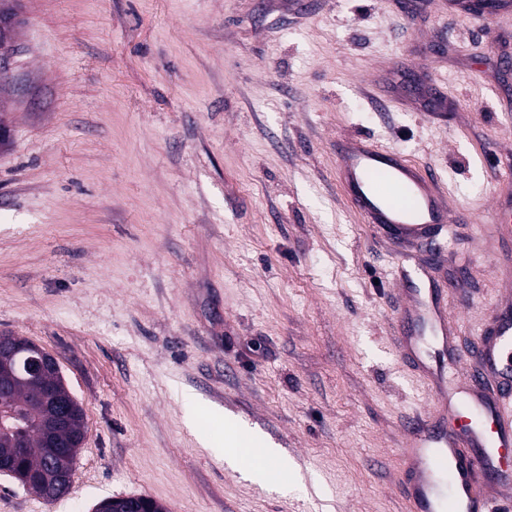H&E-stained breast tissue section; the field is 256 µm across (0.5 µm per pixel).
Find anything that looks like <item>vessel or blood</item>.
I'll return each instance as SVG.
<instances>
[{"label": "vessel or blood", "mask_w": 512, "mask_h": 512, "mask_svg": "<svg viewBox=\"0 0 512 512\" xmlns=\"http://www.w3.org/2000/svg\"><path fill=\"white\" fill-rule=\"evenodd\" d=\"M340 178L352 205L376 233L395 239L426 238L432 225L471 222L451 209L438 176L397 151L354 137L336 143ZM512 221V200L492 194L483 222L488 230ZM471 419L438 430L427 419L406 425L407 497L411 512H502L499 488L512 485V384L489 389L464 380ZM494 472L496 484L480 485Z\"/></svg>", "instance_id": "obj_1"}]
</instances>
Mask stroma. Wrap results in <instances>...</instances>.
Here are the masks:
<instances>
[{
  "label": "stroma",
  "instance_id": "1",
  "mask_svg": "<svg viewBox=\"0 0 512 512\" xmlns=\"http://www.w3.org/2000/svg\"><path fill=\"white\" fill-rule=\"evenodd\" d=\"M20 0L0 142V336L84 412L68 492L0 474V512H408L403 423L482 367L512 313V223L478 226L512 149V11L473 0ZM435 172L474 221L430 253L374 234L336 141ZM407 277H400V270ZM439 290L451 345L401 336ZM298 468H229L225 418ZM17 336H0V345L5 349H12L20 355L18 372L26 375H40L50 366L55 358L39 347L37 344L22 341Z\"/></svg>",
  "mask_w": 512,
  "mask_h": 512
}]
</instances>
